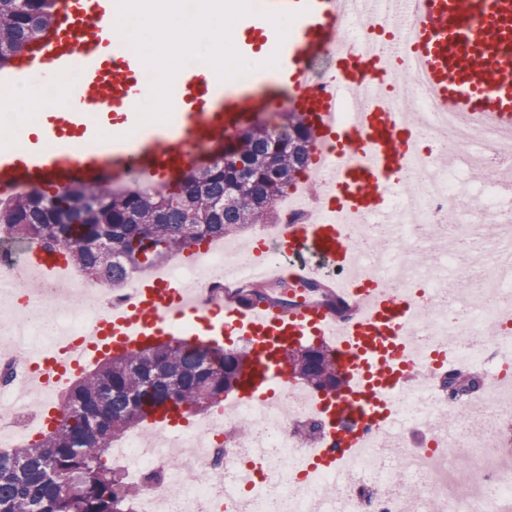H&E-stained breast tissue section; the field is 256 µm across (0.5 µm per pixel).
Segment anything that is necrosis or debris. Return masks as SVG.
I'll return each mask as SVG.
<instances>
[{"label": "necrosis or debris", "mask_w": 512, "mask_h": 512, "mask_svg": "<svg viewBox=\"0 0 512 512\" xmlns=\"http://www.w3.org/2000/svg\"><path fill=\"white\" fill-rule=\"evenodd\" d=\"M413 0H398L391 14L375 23L362 0H344L339 34L326 56L353 54L356 44L388 52L411 34ZM400 111L403 97L424 106L425 92L409 56L389 57V80L353 86ZM416 144L404 181L418 194L390 196L391 224L353 218L347 227L357 246L356 265L394 291L412 296L421 312L404 330L423 355L415 382L396 390L390 412L408 428L445 418L447 426L429 435V452L398 448L388 433L365 444L343 474L311 468V453L295 426L311 428L317 417L304 388L284 383L273 397L224 407L187 429H158L152 436L133 431L116 441L112 458L124 483L141 493L136 512H385L403 503L405 512H512V385L499 377L512 363V328L497 326L502 307L512 305V234L487 237L486 225L512 223V196L481 169L499 153L501 134L488 125L440 112L413 125ZM23 241L0 234V446L39 426L42 396L16 395L27 371L23 353L65 338L84 327L111 303V289L85 287L70 278L53 291L29 294L25 312L11 309L9 297L25 284L20 263ZM173 280L198 290L212 302L219 288L270 285L251 262L249 250L213 253L201 266L166 269ZM469 281L449 293L448 277ZM494 335H486L489 324ZM452 347L455 359L479 370L483 390L449 403L448 389L435 368V354ZM234 434L225 445V434ZM468 455L471 467L457 475L449 449ZM162 482H148L157 464Z\"/></svg>", "instance_id": "1"}]
</instances>
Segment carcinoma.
I'll return each instance as SVG.
<instances>
[{
	"mask_svg": "<svg viewBox=\"0 0 512 512\" xmlns=\"http://www.w3.org/2000/svg\"><path fill=\"white\" fill-rule=\"evenodd\" d=\"M53 21L50 0H0V68ZM280 122L256 121L236 144L201 167L182 173L178 190L119 191L76 184L49 196L33 189L0 203V232L47 249L61 246L80 270L122 288L130 271L143 273L183 249L245 224L275 217V203L298 173L307 169L314 131L300 112L277 114ZM147 252V260L131 256ZM247 304L288 306L273 292ZM248 357L244 347L213 348L172 338L102 360L71 385L62 422L21 448L0 450V512H135L131 492L103 457L112 441L142 426L154 409L205 412L234 389ZM339 371L325 350L291 378L325 391L338 388ZM475 378L448 377L461 395Z\"/></svg>",
	"mask_w": 512,
	"mask_h": 512,
	"instance_id": "cac0c4a2",
	"label": "carcinoma"
}]
</instances>
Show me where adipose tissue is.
<instances>
[{"label":"adipose tissue","instance_id":"obj_1","mask_svg":"<svg viewBox=\"0 0 512 512\" xmlns=\"http://www.w3.org/2000/svg\"><path fill=\"white\" fill-rule=\"evenodd\" d=\"M247 0H204L199 10L186 16L175 5L144 10L141 0H127L117 32L123 33L131 49H139L138 22H145L153 31L154 42L147 52L149 63H160L161 73L173 75L181 65L177 48L185 44L194 52L205 56L221 54L224 57V81L233 82L245 72L258 68H271L273 62L264 57L248 60L234 56L230 50L234 20L246 10ZM0 108L14 114L12 123L0 129V138L23 146L32 132V122L27 115L41 112L44 103L40 86L35 82L24 83L16 90L0 91Z\"/></svg>","mask_w":512,"mask_h":512}]
</instances>
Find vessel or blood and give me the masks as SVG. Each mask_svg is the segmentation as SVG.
<instances>
[{
    "mask_svg": "<svg viewBox=\"0 0 512 512\" xmlns=\"http://www.w3.org/2000/svg\"><path fill=\"white\" fill-rule=\"evenodd\" d=\"M121 0H53V25L30 41L12 68L0 69V88L20 81L55 84L75 74L77 105L46 109L23 148L0 142V188L63 187L74 181L146 183L170 181L188 163L203 159L254 115L295 110L307 113L317 141L332 140L335 151L320 165L334 167L329 186L317 197L328 206L318 223L289 226L279 239L287 253L314 251L330 265L350 268L355 250L343 220L347 214L379 216L392 222L386 200L393 176L402 171L405 126L378 101L353 104L348 94L356 71L330 61V87L312 85L311 66L336 38L339 0H264L237 22L233 49L243 59L273 60L272 70L242 83H224L212 67L185 66L173 76L167 120L153 122L140 107L147 62L114 29ZM291 19V33L275 17ZM420 79L440 111L491 121L512 135V0H417L408 46ZM356 105L358 123L348 139L337 140L333 116ZM25 264L41 273L40 290L59 278L60 254L26 248ZM352 321L337 327L321 305L292 309L242 303L234 295L201 307L193 292L158 276L129 297L116 299L104 317L90 324L70 354L67 343L36 358L27 390H53L68 383L81 360L105 351L134 349L170 335L192 321L198 335L235 336L250 344L239 398L274 391L276 360L270 338L296 341L329 336L345 373L335 393L314 394L325 424L316 464L340 469L358 448L383 432L390 394L412 379L404 362L408 344L400 334L415 314L408 297L367 277L353 291Z\"/></svg>",
    "mask_w": 512,
    "mask_h": 512,
    "instance_id": "b4317fda",
    "label": "vessel or blood"
}]
</instances>
